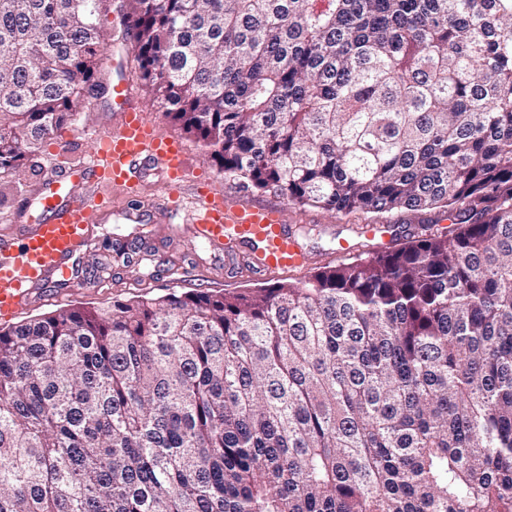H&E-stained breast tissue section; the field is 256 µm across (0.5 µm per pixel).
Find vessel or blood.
<instances>
[{"mask_svg":"<svg viewBox=\"0 0 512 512\" xmlns=\"http://www.w3.org/2000/svg\"><path fill=\"white\" fill-rule=\"evenodd\" d=\"M112 109L119 122L96 139L91 154L63 170L47 171L35 200L36 223L0 236V317L9 318L39 285L70 282L73 260L87 244L94 224L112 213V192L139 193L144 180L159 176L166 194L149 209L123 211L124 219L146 224L191 225L195 236L215 252L248 248L259 270L305 271L310 263L292 227L276 205L236 204L192 177L181 142L160 137L132 100L130 83L112 87ZM86 187L66 192L68 183Z\"/></svg>","mask_w":512,"mask_h":512,"instance_id":"obj_1","label":"vessel or blood"}]
</instances>
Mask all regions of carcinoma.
I'll list each match as a JSON object with an SVG mask.
<instances>
[{"label":"carcinoma","mask_w":512,"mask_h":512,"mask_svg":"<svg viewBox=\"0 0 512 512\" xmlns=\"http://www.w3.org/2000/svg\"><path fill=\"white\" fill-rule=\"evenodd\" d=\"M76 2L0 0V174L98 92ZM127 17L224 177L420 230L299 282L1 328L0 512H512V0Z\"/></svg>","instance_id":"obj_1"}]
</instances>
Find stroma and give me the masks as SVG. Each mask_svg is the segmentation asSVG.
<instances>
[{"instance_id": "35a3bbf8", "label": "stroma", "mask_w": 512, "mask_h": 512, "mask_svg": "<svg viewBox=\"0 0 512 512\" xmlns=\"http://www.w3.org/2000/svg\"><path fill=\"white\" fill-rule=\"evenodd\" d=\"M126 0H108L100 13L98 25L104 35V49L98 64L97 80L101 94L89 99L82 112L30 153L17 172L0 177V234L29 223L28 201L40 189L44 172L55 165L78 162L90 154L96 135L108 132L117 121L112 110L113 83L121 75L134 77V95L148 120L159 134L181 140L191 170L209 179L230 198L254 204H274L273 193L262 192L227 179L200 143L183 134L167 119L147 88L138 82V61L134 44L125 43ZM125 55V69L113 67L112 59ZM290 224L313 226L314 231L301 236L300 242L309 251L312 267L336 265L339 242H347L359 254L387 248V237L363 235V214L330 215L318 208L289 206L285 209ZM135 244L139 261L123 266L113 251V244ZM295 272L268 274L254 268L247 253L227 260L215 256L199 241L187 224H131L112 220L95 225L92 239L74 261L71 283L51 282L37 288L31 303L15 315V322H24L38 315L74 306L107 307L116 300L156 297L170 292L205 290L231 292L260 288L278 282L298 280Z\"/></svg>"}]
</instances>
